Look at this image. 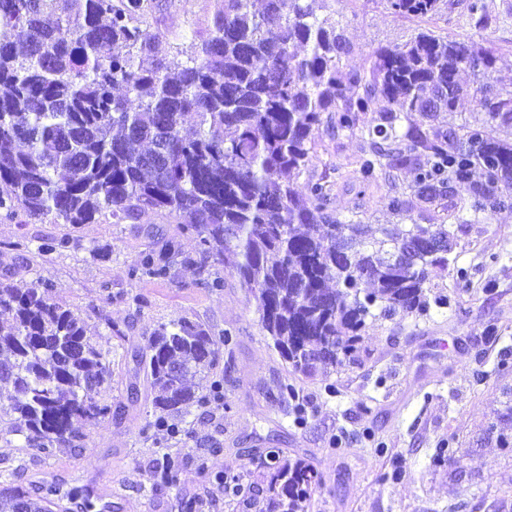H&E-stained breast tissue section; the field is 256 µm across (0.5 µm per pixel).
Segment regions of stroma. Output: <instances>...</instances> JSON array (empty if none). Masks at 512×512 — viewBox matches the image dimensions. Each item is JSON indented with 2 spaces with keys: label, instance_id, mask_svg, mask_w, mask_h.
Returning a JSON list of instances; mask_svg holds the SVG:
<instances>
[{
  "label": "stroma",
  "instance_id": "35a3bbf8",
  "mask_svg": "<svg viewBox=\"0 0 512 512\" xmlns=\"http://www.w3.org/2000/svg\"><path fill=\"white\" fill-rule=\"evenodd\" d=\"M145 28L163 32L169 44L190 43L212 25L213 0H150ZM350 51L345 70L365 67L372 49L401 43L422 30L475 40L496 57L493 75L512 83V0H443L434 18L397 15L384 0H338ZM365 143L357 134L320 133L315 157L297 180L327 176L335 187L331 209L347 217L367 214L369 224H390V197L411 180L400 170L364 187L352 179V163ZM455 245L446 274L432 277L433 295L445 307L428 314L368 320L357 360L307 378L293 373L262 330L255 303L230 269H219L220 292L209 290L198 266L174 261L168 280L133 279L130 267L164 240L183 254L197 255L194 235L159 212L136 223L20 224L0 220V274L12 273L27 288L43 281L54 303L70 309L89 335L111 337L112 387L100 393L111 412L97 424L77 421L89 439L82 448L50 454L22 447L18 436L0 432V483H19L37 497L55 498L45 480L58 473L99 483L112 491L111 512H181L199 499V512H243L224 486L228 475L256 478L265 449L301 458L323 478L304 512H512V208L472 224L453 225ZM71 236L69 247L40 252L42 242ZM468 280H459L458 269ZM187 318L213 333L232 330L223 348L224 404L192 409L186 434L145 436L153 420L154 391H130L126 371L134 350L162 323ZM293 383L298 402L280 398ZM305 411V424L295 419ZM453 462L435 467L438 449ZM182 462L177 488L158 490L154 461L163 455ZM205 455V467L196 458Z\"/></svg>",
  "mask_w": 512,
  "mask_h": 512
}]
</instances>
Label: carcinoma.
<instances>
[{
	"mask_svg": "<svg viewBox=\"0 0 512 512\" xmlns=\"http://www.w3.org/2000/svg\"><path fill=\"white\" fill-rule=\"evenodd\" d=\"M212 28L189 45L162 49L142 29L147 0H0V211L23 224H122L165 212L199 239L200 267L225 265L256 303L262 329L293 372L313 376L358 350L373 309L424 312L430 272L448 269L451 222L512 207V140L482 128L462 134L433 124L401 131L413 112L432 120L464 98L512 129V89L471 86L496 58L474 40L421 31L380 46L369 67L346 71L350 51L330 0H216ZM396 14L435 16L441 0H386ZM378 111L363 123L361 115ZM358 131L368 143L357 180L407 169L390 199L395 224L368 236L365 217L328 209L331 184L295 180L313 157L321 126ZM466 183L470 202L449 199ZM437 204L435 222L413 212ZM179 254L169 240L129 270L169 278ZM50 284L21 290L0 276V385L12 388L11 431L46 453L82 448L74 421L97 423L111 407L93 397L112 383L110 347L50 301ZM231 332L185 318L161 324L132 355L131 388L158 391L148 426L175 439L184 412L224 405V383L206 394L190 381L210 375ZM180 461H156V484L177 485ZM269 493L259 512H301L321 486L302 459L270 448L261 459ZM233 495L252 486L225 478ZM24 487L0 486V512H52Z\"/></svg>",
	"mask_w": 512,
	"mask_h": 512,
	"instance_id": "cac0c4a2",
	"label": "carcinoma"
}]
</instances>
